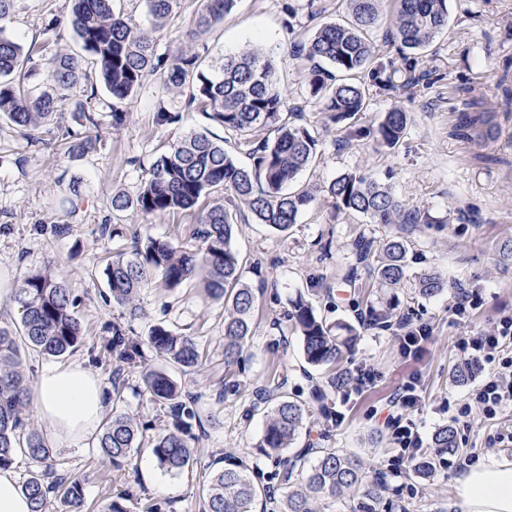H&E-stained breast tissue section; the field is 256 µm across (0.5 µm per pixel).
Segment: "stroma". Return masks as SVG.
I'll return each instance as SVG.
<instances>
[{
	"mask_svg": "<svg viewBox=\"0 0 512 512\" xmlns=\"http://www.w3.org/2000/svg\"><path fill=\"white\" fill-rule=\"evenodd\" d=\"M73 5L74 0H19L18 10L0 21V30L25 47L76 49ZM203 6L204 0H178L165 23L151 32L157 55L166 57L183 47ZM288 14L294 23L290 32L282 25ZM448 14L447 31L418 57L417 68L428 73V80L396 92L367 87L365 112L339 123L331 122L322 100L311 96L309 64L292 54L291 44L307 40L323 23L347 20L346 0H239L223 30L210 38V53L216 57L235 54L249 43L262 48L287 97L292 122L320 140L316 163L299 178L320 192L288 235L257 223L248 209L237 215L235 246L247 262L244 278L259 293L245 368L236 375L241 388L224 399L219 396L224 385L223 302L209 299L197 280L172 291L156 286L142 293L140 314L132 318L124 307L106 301L103 269L113 255L129 252L132 232L184 243L198 220L194 210L145 218L117 213L114 192L136 195L159 153L188 132L224 139L232 151L238 136L204 113L185 109L183 97L164 91L155 74L147 75L128 101L127 120L118 128L112 125L110 94L96 86L91 102L101 140L84 154L72 152L58 135L60 129L78 128L84 96L66 101L49 133L37 142L0 120V282L15 289L29 273L51 269L78 297L76 311L85 334L78 348L60 359L25 351L26 382L59 362H80L101 381L109 408L145 423L164 418L166 409L144 393L139 367L125 368V384L114 387L116 363L106 353L113 326L140 341L141 354L151 365L156 359L145 339L158 323L194 337L205 351L197 371L165 366L183 393L199 398L192 471L164 474L144 446L117 472L102 459L96 439L76 446L49 440L58 473L88 478L81 512H105L122 491L129 495L130 512H141L148 500L161 503L163 512H203L202 490L212 462L226 455L258 457L264 413L249 409L254 388L282 371L291 382L304 381L300 342L286 329L291 300L313 281L334 288L358 234L378 243L387 233L363 215L335 214L322 191L338 173L355 168L387 180L399 198L427 216V223L411 234L410 265L416 271L438 269L448 289L431 300L402 301L405 315L429 329L420 354L403 355L396 330L362 331L343 366L371 372L372 381L332 392L341 413L337 423L326 422L318 406H311L296 447L337 448L357 455L367 467L385 469L400 449L391 431L376 427V415L398 387L412 382L425 404L419 416L425 437L441 425H453L458 453L445 460L434 478H418L407 470L389 476L394 500L409 504L410 512H461L458 456L512 459V447L496 441L499 433L512 431V410L493 418L476 409L465 411L469 384L449 377L464 359V341L492 332L502 315L512 314V257L502 253L512 242V0H448ZM161 109L179 113V121L157 125ZM392 110L407 112L408 126L398 145L387 148L377 143L376 128ZM475 114L486 117L491 136L460 137V118ZM351 127L362 129V137L345 140ZM105 225L120 228V235L102 233ZM463 288L473 303L459 315L454 304ZM380 295L365 278L355 293L334 288L331 298L317 297L313 303L329 318L354 323L358 308L377 302Z\"/></svg>",
	"mask_w": 512,
	"mask_h": 512,
	"instance_id": "obj_1",
	"label": "stroma"
}]
</instances>
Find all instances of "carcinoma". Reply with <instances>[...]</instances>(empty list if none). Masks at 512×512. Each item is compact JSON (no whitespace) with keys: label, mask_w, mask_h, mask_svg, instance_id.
<instances>
[{"label":"carcinoma","mask_w":512,"mask_h":512,"mask_svg":"<svg viewBox=\"0 0 512 512\" xmlns=\"http://www.w3.org/2000/svg\"><path fill=\"white\" fill-rule=\"evenodd\" d=\"M173 2L144 0L150 23L162 25ZM237 3L205 0L190 40L223 29L224 19ZM384 3L348 0L351 22L323 23L307 41L294 45V55L311 63L310 93L324 101V111L335 121L364 110L365 90L355 81V75L364 69L369 70L372 85L384 91L411 88L427 79V75L416 73L417 55L448 28L447 0H393V39L404 61L400 70L391 61L376 57L367 39L382 20ZM71 25L84 54L95 59L99 79L112 96V126L119 127L125 121L124 106L144 76L160 70L163 88L184 95L185 107L206 112L225 130L245 137L252 160L251 166H244L225 149L224 141L192 132L156 157L135 196L113 194L112 210L130 211L136 216L188 210L201 199L222 191L247 207L258 223L278 233H286L297 224L315 201L317 189L292 191L289 186L316 159L319 139L306 127L283 117L287 99L277 87L273 64L261 48L248 44L234 55L207 62L191 43L164 60L156 56L149 32L132 16L114 8L112 0H74ZM43 52L34 46L26 49L0 35V119L29 132L50 121L71 95L94 84L84 68L83 54L60 49L47 58ZM36 58L46 60L50 82L46 89L25 84ZM337 71L344 74L339 83ZM82 112L88 125L85 135L62 131V137L72 140L70 149L80 154L94 149L99 141L92 107H84ZM407 123V114L402 111L385 113L378 122V142L395 147ZM325 192L338 214H361L371 224L399 228L378 248L372 239L357 236L349 250L346 271L338 277V284L354 288L361 269L388 291L379 305H371L360 314L362 326L391 329L401 305L399 293L408 288L424 298L438 296L448 288L433 269L410 270L406 232L408 226L422 220L418 210L400 200L390 186L366 173L344 171L325 187ZM236 220L237 213L221 202L205 206L193 233L194 246L150 236L143 239L134 232L131 257L120 253L103 271L112 301L127 308L132 316L140 311L141 293L153 287L155 279H161L165 288L173 291L203 272L207 295L224 302V366L228 369L242 361L256 302V289L243 280V259L233 243ZM19 300L21 328H0V469L11 468L19 451L44 466L23 482L33 503L32 512H45L53 495L67 506H79L87 476H59L46 442L33 432L23 433L28 391L20 361L23 347L59 357L83 342V328L75 314L77 298L66 280L45 269L24 278ZM288 321L300 338L306 362L314 367L338 365L357 336L353 325L327 321L302 293L291 301ZM147 342L156 357L185 372L203 364L204 353L195 338L165 325L152 326ZM138 353V343L120 327H112V357L130 363ZM142 381L150 397L167 406L170 420V427L149 440L157 466L166 474H181L196 461L192 442L197 440L193 427L199 415L195 401L183 399L176 383L163 371L149 369L142 373ZM286 387L285 375L256 390V402L246 412L249 416L258 404H272L259 445L266 467L246 458H224V466L212 473L203 495L204 512H254L253 505L260 495L271 512H318V503L324 499H346L351 502V512H393L394 504L385 496L389 490L385 474L367 470L358 457L340 455L329 448L289 453L309 410L302 402L279 393ZM306 391L320 404L324 417L336 423V411L328 402L327 392L310 384L295 388L299 396ZM147 431V424L127 412L115 411L98 440V448L113 467L122 468L129 464L131 453L140 447ZM456 449L454 427L441 426L413 472L433 474L444 456Z\"/></svg>","instance_id":"1"}]
</instances>
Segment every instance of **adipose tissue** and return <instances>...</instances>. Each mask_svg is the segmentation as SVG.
Wrapping results in <instances>:
<instances>
[{
  "mask_svg": "<svg viewBox=\"0 0 512 512\" xmlns=\"http://www.w3.org/2000/svg\"><path fill=\"white\" fill-rule=\"evenodd\" d=\"M32 402L51 437L77 444L96 435L106 410L99 379L77 363L42 371ZM456 489L465 512H512V461L490 458L469 465Z\"/></svg>",
  "mask_w": 512,
  "mask_h": 512,
  "instance_id": "1",
  "label": "adipose tissue"
}]
</instances>
